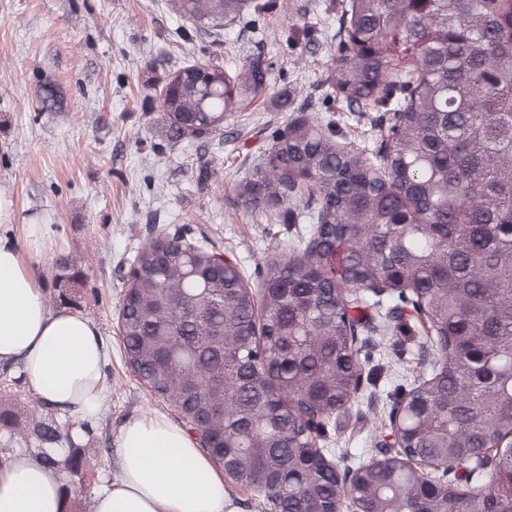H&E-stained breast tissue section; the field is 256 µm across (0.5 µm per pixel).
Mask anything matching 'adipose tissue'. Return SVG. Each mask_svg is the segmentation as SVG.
Listing matches in <instances>:
<instances>
[{"label": "adipose tissue", "mask_w": 512, "mask_h": 512, "mask_svg": "<svg viewBox=\"0 0 512 512\" xmlns=\"http://www.w3.org/2000/svg\"><path fill=\"white\" fill-rule=\"evenodd\" d=\"M104 342L77 310H51L19 248L0 240V363L20 364L33 395L83 419L104 398ZM121 473L93 512H227L223 476L182 428L163 417L128 421ZM62 471L17 453L0 466V512H64Z\"/></svg>", "instance_id": "adipose-tissue-1"}]
</instances>
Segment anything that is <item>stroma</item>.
Masks as SVG:
<instances>
[{
  "label": "stroma",
  "instance_id": "1",
  "mask_svg": "<svg viewBox=\"0 0 512 512\" xmlns=\"http://www.w3.org/2000/svg\"><path fill=\"white\" fill-rule=\"evenodd\" d=\"M341 0H275L260 31L242 22L206 30L168 0H0V197L9 203L0 239L16 242L45 296L64 261L84 270L80 310L108 350L106 397L87 437L107 482L120 469L118 442L131 419L175 409L142 388L122 355L117 327L134 254L182 230L234 256L260 288L273 260L308 229L284 211L245 207L241 191L278 132L317 118L337 143L370 154L390 122L382 112H343L327 82ZM268 64L267 87L224 117L222 137L170 140L153 86L192 61ZM55 96L43 108L42 88ZM44 227L38 247L28 225ZM369 379L361 398L325 428L341 468L376 456L398 395L428 377L434 354L420 336L359 331Z\"/></svg>",
  "mask_w": 512,
  "mask_h": 512
}]
</instances>
